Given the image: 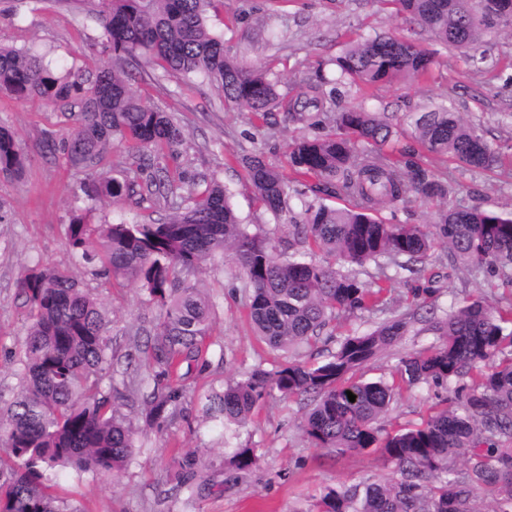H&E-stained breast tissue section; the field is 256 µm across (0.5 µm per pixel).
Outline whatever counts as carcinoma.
Here are the masks:
<instances>
[{"mask_svg":"<svg viewBox=\"0 0 512 512\" xmlns=\"http://www.w3.org/2000/svg\"><path fill=\"white\" fill-rule=\"evenodd\" d=\"M103 53L94 73L83 77L51 66L24 46L0 43V92L17 100L37 97L61 107L70 122L66 135L44 142L60 150L88 178L79 182L87 207L66 225L71 267L39 261L25 267L18 288L25 296L29 324L18 361V392L0 408V512H70L52 491L58 467L91 473L120 471L136 448V431L117 414L112 395V320L103 304L71 268L110 283L122 280L147 291L161 308L147 358L156 368L153 392L144 404L159 424L177 412L186 374L182 366L203 365L206 339L213 334L214 305L194 278L208 267L235 263L250 290L247 317L270 348L289 352L312 345L339 314L378 310L383 288H372L350 274L308 258L317 247L347 264L368 262L380 269H410L428 257L434 241L450 256L485 269L512 285V210L478 207L440 210L433 224H392L381 209L411 193L443 199L448 182L384 147L399 130L380 112L364 105L341 107L340 89L393 84L423 76L432 54L408 36L375 34L348 42L336 57L335 81L319 77L301 93L285 97L277 80L262 68L247 69L224 51L223 38L208 25L212 0H98ZM409 24L430 33L444 47L460 50L485 68L495 66L483 37L512 28V0H392ZM161 68L191 82L213 83L224 103L256 115L280 110L311 127L334 113L335 129L295 140L288 165L307 185L310 196L289 217L288 255L275 254L269 237L252 233L234 210L224 184L172 177L165 164L186 141L183 126L167 112L130 89L129 61ZM415 138L431 155L453 159L466 170H487L497 163L495 150L458 113L442 106L416 123ZM125 144L129 167L122 178L97 172L114 144ZM29 156L16 134L0 126V176L19 178ZM242 163L257 200L275 219L289 210L288 180L259 154ZM146 178H141V175ZM159 194L171 200L161 222L92 224L87 214L109 200ZM343 196L344 207L325 203ZM506 309L480 299L431 321L441 343L400 359L401 382L469 383L454 390V405L422 423L382 435L378 421L388 414L399 386L363 381L356 371L406 331L401 315L370 332L337 342L329 358L313 365L287 362L274 371L257 367L204 396L206 418L225 428L247 424L260 400L277 392L287 398L310 395L313 406L301 428L318 448L338 455L378 452L394 465L395 476L370 483L363 494L327 487L315 512H480L476 491L496 493L493 512H512V356L502 352ZM355 395L348 399L347 392ZM463 455L466 465L453 466ZM254 449L232 451L230 463L249 469ZM199 459L188 452L182 477L189 487Z\"/></svg>","mask_w":512,"mask_h":512,"instance_id":"obj_1","label":"carcinoma"}]
</instances>
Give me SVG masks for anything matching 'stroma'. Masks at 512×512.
<instances>
[{
	"label": "stroma",
	"mask_w": 512,
	"mask_h": 512,
	"mask_svg": "<svg viewBox=\"0 0 512 512\" xmlns=\"http://www.w3.org/2000/svg\"><path fill=\"white\" fill-rule=\"evenodd\" d=\"M98 0H0V42L50 50L62 60H76L91 69L101 56V28L95 18ZM209 24L224 37V48L241 65L262 66L280 78L279 89L295 95L318 66L339 55L345 44L361 34H403L407 25L396 6L386 0H215ZM417 42L435 55L430 75L372 91L368 108L386 113L400 129L391 150H411L412 121L438 106L453 105L495 149L498 162L488 171H465L449 157L429 155L422 164L448 182L442 202L410 197L383 216L395 224H431L438 206L458 205L512 209V30L491 34L497 60L493 69L471 66L459 51L436 45L416 32ZM132 91L185 127L187 139L173 166L195 178H217L229 188L231 201L250 231L272 237L278 250L288 247V227L277 224L258 202L240 156L259 153L287 169L286 146L291 139L312 135L307 125L286 120L274 111L266 120L226 105L205 81L185 87L160 71L134 66ZM0 124L13 130L29 154L21 179L0 177V201L12 221L0 224V401L18 389L15 375L27 329V307L17 280L23 266L38 260L58 265L68 259L65 227L84 201L76 197L78 179L62 152L44 151L47 137L61 138L67 123L60 111L41 100L16 101L0 94ZM168 209L163 199L143 205L102 203L104 221H157ZM82 279L101 300L111 320L114 353L112 375L119 391L116 408L137 431L136 448L118 473L77 474L59 470V496L82 512H309L312 499L326 486L353 488L391 479L394 467L375 453L339 456L314 447L299 429L309 396L266 397L251 422L222 431L207 420L200 398L205 390L221 389L233 378L256 367L273 369L284 359L255 336L246 317L249 295L242 278L231 269L198 275L200 288L215 305L204 371L184 381L183 409L175 419L150 423L143 400L152 389L144 354L147 337L159 316L158 307L136 285L103 284L90 274ZM432 287L438 311L484 298L493 307L512 304V288L485 270L450 261L445 246H436L418 274L401 273L386 282L382 311L341 318L327 335L293 352L295 360L323 361L336 341L350 333L373 329L387 318L410 315L409 330L371 359L359 372L362 379L390 378L399 360L438 344L429 329L430 315L418 306L415 289ZM449 395L447 386L420 384L400 390L389 414L380 420L383 431L409 428L426 417L431 406ZM249 447L255 454L251 469L231 479L224 458L233 448ZM197 450L207 468L193 490L177 486L174 476L185 451Z\"/></svg>",
	"instance_id": "35a3bbf8"
}]
</instances>
